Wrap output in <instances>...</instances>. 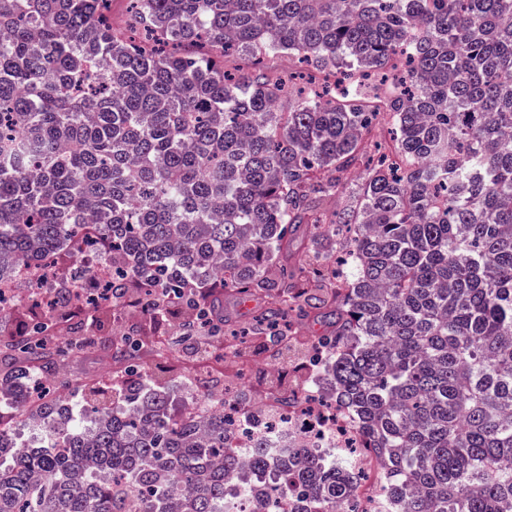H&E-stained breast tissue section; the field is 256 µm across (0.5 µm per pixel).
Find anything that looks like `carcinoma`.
Segmentation results:
<instances>
[{
    "instance_id": "1",
    "label": "carcinoma",
    "mask_w": 512,
    "mask_h": 512,
    "mask_svg": "<svg viewBox=\"0 0 512 512\" xmlns=\"http://www.w3.org/2000/svg\"><path fill=\"white\" fill-rule=\"evenodd\" d=\"M109 2L0 0V277L69 265L0 342V401L40 402L27 446L0 429V512H236L244 464L266 512H351L361 451L396 512H512V0H130L121 25ZM274 52L347 78L308 77L284 112L296 76L265 70ZM230 53L253 71L225 70ZM363 75L392 76L395 137L350 191L375 118ZM340 233L350 274L328 287L310 273ZM88 244L121 256L113 303L135 288L151 315L193 312L185 351L224 339L225 291L266 299L249 335L279 350L288 313L318 311L306 364L356 423L343 457L228 448L224 411L203 427L152 383L136 326L112 339L124 393L75 398L69 349L42 338L75 313Z\"/></svg>"
}]
</instances>
